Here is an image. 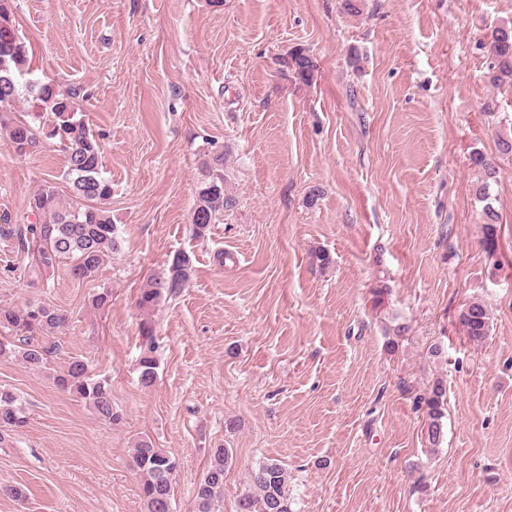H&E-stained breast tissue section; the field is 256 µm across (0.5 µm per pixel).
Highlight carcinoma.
<instances>
[{
  "mask_svg": "<svg viewBox=\"0 0 512 512\" xmlns=\"http://www.w3.org/2000/svg\"><path fill=\"white\" fill-rule=\"evenodd\" d=\"M486 57V78L495 89L512 92V23L494 25L478 43ZM284 64L295 77L306 82L314 64L300 48L288 52ZM12 75L30 71L25 42L17 34L12 20L11 0H0V69ZM37 102L39 111L24 116L15 111L21 94ZM71 92L63 94L51 82L31 87L19 81L0 90V128L5 130L11 147L19 156L38 151L46 140L57 141L66 153L62 177L70 185L73 198L61 197L55 183L43 182L29 199V208L37 221L12 224L8 216L0 218V239L27 259L25 271L33 281H47L60 267L70 266L79 280L95 277L105 261L118 250L116 225L112 224V180L102 174V148L95 135L79 115ZM472 165L480 172L473 187L476 200L482 203V246L491 258L497 257L499 214L493 206L492 185L496 182V166L475 151ZM204 178L200 182L192 213L193 230L205 236L216 215L230 207L234 199L224 190V153L215 152L203 162ZM192 271L188 255L176 253L152 274L139 289L137 306L146 314L161 303L177 297L186 287ZM460 324L475 344L483 343L490 334V314L481 301H471L462 308ZM68 312L42 302L22 306L0 304V328L8 335L0 338V357L20 361L33 371L47 368L51 347L43 338L66 328ZM138 358L139 382L151 387L156 380L157 336L154 324L144 319ZM54 386L88 406L97 418L112 424L120 415L112 405V381L107 376L91 373L88 364L77 357L53 375ZM446 388L435 381L416 399L424 409L425 437L431 447L441 444L444 436ZM28 424L26 408L20 396L8 388H0V445ZM178 460L155 446L150 438L139 440L132 452V465L140 475V497L145 512H173L174 466ZM228 450H213L206 472L198 483L194 512H220L224 499V474L228 469ZM288 470L277 459H269L250 475L238 500V512H294V499L289 489Z\"/></svg>",
  "mask_w": 512,
  "mask_h": 512,
  "instance_id": "cac0c4a2",
  "label": "carcinoma"
}]
</instances>
